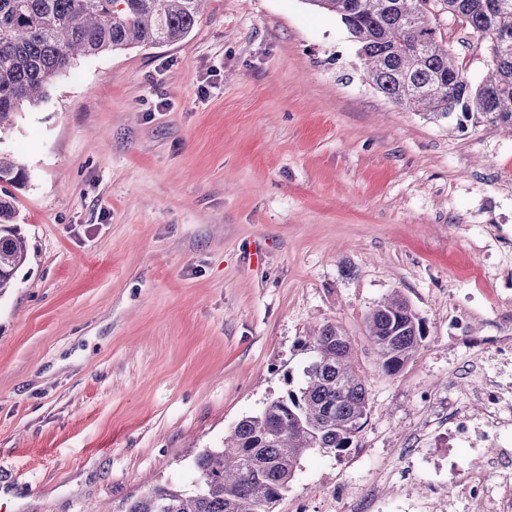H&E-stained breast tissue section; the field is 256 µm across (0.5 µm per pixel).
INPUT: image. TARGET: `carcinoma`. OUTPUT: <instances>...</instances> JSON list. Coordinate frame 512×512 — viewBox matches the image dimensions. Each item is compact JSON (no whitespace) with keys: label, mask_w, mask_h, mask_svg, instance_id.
Here are the masks:
<instances>
[{"label":"carcinoma","mask_w":512,"mask_h":512,"mask_svg":"<svg viewBox=\"0 0 512 512\" xmlns=\"http://www.w3.org/2000/svg\"><path fill=\"white\" fill-rule=\"evenodd\" d=\"M205 0H0V299L27 261L14 190L24 166L2 147L25 106L48 100L55 80L78 58L131 45L154 47L187 37ZM332 14L358 44L366 73L397 105L433 120L512 129V0H304ZM478 36L488 58L479 82L464 75L439 16ZM382 371L397 374L425 338L406 299L388 298L366 316ZM309 352L301 384L261 412L242 419L224 446L195 458L190 490L148 488L121 512H273L313 448L339 453L367 416L366 377L350 337L336 323L302 343Z\"/></svg>","instance_id":"1"}]
</instances>
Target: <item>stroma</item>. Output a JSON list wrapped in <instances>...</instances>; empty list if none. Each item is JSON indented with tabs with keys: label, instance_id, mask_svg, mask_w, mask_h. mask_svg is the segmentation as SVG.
Masks as SVG:
<instances>
[{
	"label": "stroma",
	"instance_id": "1",
	"mask_svg": "<svg viewBox=\"0 0 512 512\" xmlns=\"http://www.w3.org/2000/svg\"><path fill=\"white\" fill-rule=\"evenodd\" d=\"M28 259L0 300V512H120L351 338L368 415L275 512H443L449 400L512 388V132L433 121L368 80L304 0H208L185 39L79 59L15 121ZM426 337L394 376L366 314Z\"/></svg>",
	"mask_w": 512,
	"mask_h": 512
}]
</instances>
